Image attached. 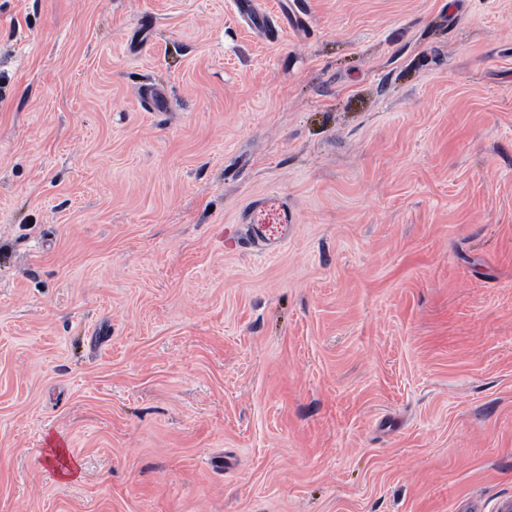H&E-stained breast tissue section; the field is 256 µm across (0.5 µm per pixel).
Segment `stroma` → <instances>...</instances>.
Masks as SVG:
<instances>
[{
  "label": "stroma",
  "instance_id": "35a3bbf8",
  "mask_svg": "<svg viewBox=\"0 0 512 512\" xmlns=\"http://www.w3.org/2000/svg\"><path fill=\"white\" fill-rule=\"evenodd\" d=\"M257 2L0 0V512L512 501V0Z\"/></svg>",
  "mask_w": 512,
  "mask_h": 512
}]
</instances>
